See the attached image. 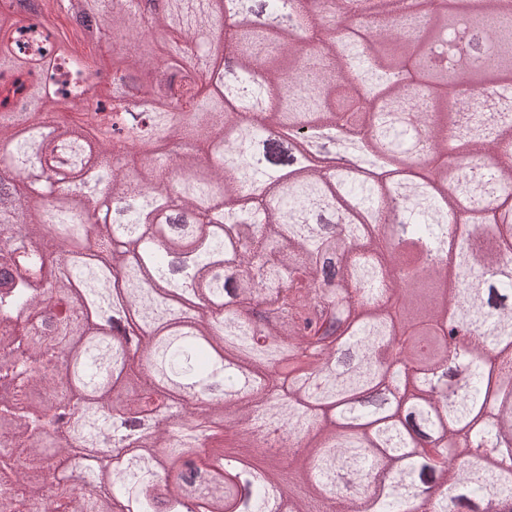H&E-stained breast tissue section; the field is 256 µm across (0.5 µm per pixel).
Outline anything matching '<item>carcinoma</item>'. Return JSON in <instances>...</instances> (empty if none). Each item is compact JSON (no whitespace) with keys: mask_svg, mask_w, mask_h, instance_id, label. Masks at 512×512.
Here are the masks:
<instances>
[{"mask_svg":"<svg viewBox=\"0 0 512 512\" xmlns=\"http://www.w3.org/2000/svg\"><path fill=\"white\" fill-rule=\"evenodd\" d=\"M18 0L0 13V512H486L512 505V111L462 119L422 38L453 12L512 86V0ZM118 47L35 77L21 34L55 8ZM224 27L218 55L183 44ZM422 58L420 81L402 77ZM150 98L147 123L133 102ZM340 126L361 166L279 169L271 129ZM179 137L174 162L165 132ZM465 148L464 167L430 162ZM414 151L417 162L404 161ZM174 180L176 197L154 184ZM466 201L458 214L454 199ZM399 235L401 249L390 250ZM469 342L444 356L448 315ZM321 349L323 370L307 355ZM463 373L446 398L444 374ZM226 399L183 414L180 386ZM69 412L74 427L55 428ZM109 442V462L83 445ZM189 484L170 479L188 454ZM437 482L443 489L428 488Z\"/></svg>","mask_w":512,"mask_h":512,"instance_id":"cac0c4a2","label":"carcinoma"}]
</instances>
